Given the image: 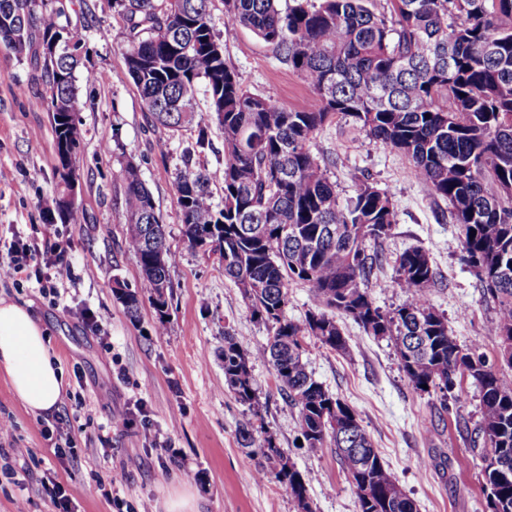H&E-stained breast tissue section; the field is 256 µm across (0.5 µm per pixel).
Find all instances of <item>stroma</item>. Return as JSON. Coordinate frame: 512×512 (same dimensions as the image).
Masks as SVG:
<instances>
[{
	"mask_svg": "<svg viewBox=\"0 0 512 512\" xmlns=\"http://www.w3.org/2000/svg\"><path fill=\"white\" fill-rule=\"evenodd\" d=\"M210 11L225 61L247 89L291 110L306 108L308 85L279 62L272 46L228 22L223 0H211ZM68 16L86 43L76 72L84 103L76 170L82 223L46 221L57 195L49 91L40 65L0 44V170L6 174L0 180V263L10 261L16 240L58 237L70 241L75 268L72 281L54 289L0 277V298L28 305L45 324L65 383L58 410L39 415L14 395L0 371V420L13 425L11 436L0 440V512H16L20 503L26 512H60L53 499L57 484L71 512H128L143 500L152 512H166L167 501L190 488L198 494L199 512H298L274 479L258 477L259 457L238 438L248 411L224 384V336L232 334L249 351L268 330L225 277L218 255L192 250L184 240L174 180L186 139L154 126L144 109L127 73V24L113 0H75ZM312 151L332 159L341 197L353 195L365 172L395 202L390 236L366 244L382 259L367 284L375 303L391 309L405 302L404 291L392 285L395 260L405 250L423 249L437 273L430 297L449 333L496 361V308L461 260L462 231L447 203L430 197L406 157L363 130L325 127ZM130 159L177 256L163 323L149 301L133 318L112 294L114 280L134 287L142 282L138 259L125 244L121 170ZM340 325L347 353L308 340V372L356 411L418 512H484L480 394L472 379L462 378L456 397L445 402L414 391L388 338L368 335L345 318ZM99 326L112 336L111 353L100 348ZM253 377L267 402L262 433L306 475L313 512H358L333 445L300 444L297 411L278 393L272 369L255 362Z\"/></svg>",
	"mask_w": 512,
	"mask_h": 512,
	"instance_id": "obj_1",
	"label": "stroma"
}]
</instances>
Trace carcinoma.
Masks as SVG:
<instances>
[{
  "mask_svg": "<svg viewBox=\"0 0 512 512\" xmlns=\"http://www.w3.org/2000/svg\"><path fill=\"white\" fill-rule=\"evenodd\" d=\"M210 0H114L126 19L128 72L151 120L181 135L175 180L188 247L212 244L224 275L239 288L266 342L240 349L224 332V383L247 407L241 445L263 459L259 474L273 477L296 503L313 512L304 475L272 438L255 445L265 403L252 367L268 363L277 390L297 409L309 448L333 444L355 490L358 512H416L380 458L354 409L307 371L308 338L344 353L336 316L367 334L387 337L412 388L447 393L463 374L481 395L478 435L488 512H512V0H224L227 20L252 29L280 62L299 73L315 105L289 110L252 94L224 59ZM73 0H0V44L21 56L34 50L50 91L59 182L75 173L82 101L75 83L84 34L62 23ZM204 98L207 113L198 109ZM224 138L220 177L194 161L212 148L206 122ZM342 122L402 153L429 195L448 202L463 231L461 260L496 306L492 336L498 364L448 333L446 317L428 297L435 271L428 253L408 249L396 259L395 284L404 304L376 305L364 283L377 265L364 243L390 235L392 196L368 180L341 200L328 167L312 152L326 125ZM126 245L138 258L143 283H116L112 292L131 317L141 292L163 331L171 302L166 246L155 200L127 161ZM223 191L215 202L212 185ZM63 224L83 221L80 206L56 207ZM476 235H471V231ZM301 282L311 308L301 321L286 317L288 288Z\"/></svg>",
  "mask_w": 512,
  "mask_h": 512,
  "instance_id": "obj_1",
  "label": "carcinoma"
}]
</instances>
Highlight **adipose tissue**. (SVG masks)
Returning a JSON list of instances; mask_svg holds the SVG:
<instances>
[{
	"instance_id": "1",
	"label": "adipose tissue",
	"mask_w": 512,
	"mask_h": 512,
	"mask_svg": "<svg viewBox=\"0 0 512 512\" xmlns=\"http://www.w3.org/2000/svg\"><path fill=\"white\" fill-rule=\"evenodd\" d=\"M0 369L32 412L58 409L64 375L53 358L43 324L26 306L0 298Z\"/></svg>"
}]
</instances>
